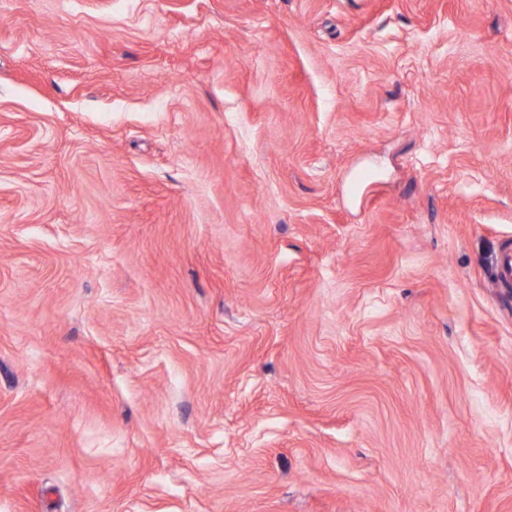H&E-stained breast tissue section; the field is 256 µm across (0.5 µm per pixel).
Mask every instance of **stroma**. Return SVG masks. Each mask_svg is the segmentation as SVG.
I'll return each mask as SVG.
<instances>
[{"label":"stroma","mask_w":512,"mask_h":512,"mask_svg":"<svg viewBox=\"0 0 512 512\" xmlns=\"http://www.w3.org/2000/svg\"><path fill=\"white\" fill-rule=\"evenodd\" d=\"M512 0H0V512H512Z\"/></svg>","instance_id":"stroma-1"}]
</instances>
